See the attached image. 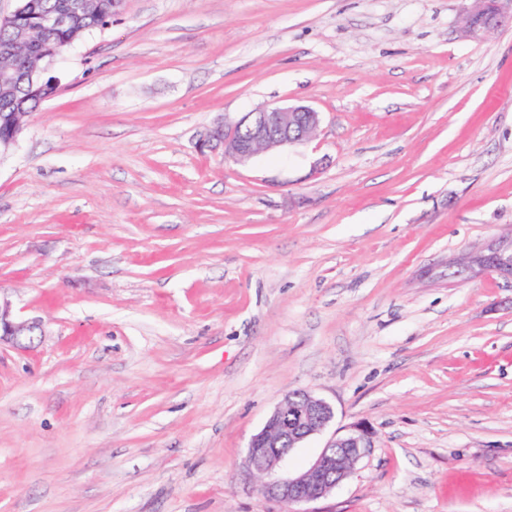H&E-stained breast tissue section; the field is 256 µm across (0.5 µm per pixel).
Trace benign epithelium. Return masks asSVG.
Listing matches in <instances>:
<instances>
[{
	"label": "benign epithelium",
	"instance_id": "1",
	"mask_svg": "<svg viewBox=\"0 0 512 512\" xmlns=\"http://www.w3.org/2000/svg\"><path fill=\"white\" fill-rule=\"evenodd\" d=\"M84 7L83 0H75L70 12L41 14L36 17V25L44 33L51 34L56 28L72 22ZM505 27L512 28V0H470L463 20L466 36L478 39ZM57 56L56 50L45 47L46 64L18 72L16 82L35 92L48 85L58 90L56 77L49 75ZM320 124V113L307 105L259 108L244 113L236 121L215 123L198 140V147L202 151L220 153L226 161L246 164L262 151H275L310 141L316 136ZM23 129L24 121H15L11 135L0 136V157L17 147ZM458 269L466 275L477 271L492 272L511 280L512 235L498 238L469 253ZM43 333L42 320L17 317L12 300L0 292V344L28 348ZM333 418L334 410L328 402L303 390L285 396L275 407L263 428L251 437L244 458L246 470L262 479L261 491L266 498L287 508L314 503L328 497L349 477L372 448L370 433L359 425L335 434L311 465L298 475L272 477L293 449L322 432Z\"/></svg>",
	"mask_w": 512,
	"mask_h": 512
}]
</instances>
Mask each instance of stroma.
Returning <instances> with one entry per match:
<instances>
[{
	"label": "stroma",
	"mask_w": 512,
	"mask_h": 512,
	"mask_svg": "<svg viewBox=\"0 0 512 512\" xmlns=\"http://www.w3.org/2000/svg\"><path fill=\"white\" fill-rule=\"evenodd\" d=\"M469 0H124L0 158V512H287L243 470L289 393L367 426L316 512H512V29ZM311 141L200 152L265 105ZM463 30L466 36L478 39L485 34L505 28H512L511 0H469ZM458 269L466 276L473 272H492L512 279V234L501 237L486 247L470 252L459 263ZM43 333L42 320L17 317L12 300L0 291V346L7 343L18 348H28Z\"/></svg>",
	"instance_id": "obj_1"
}]
</instances>
